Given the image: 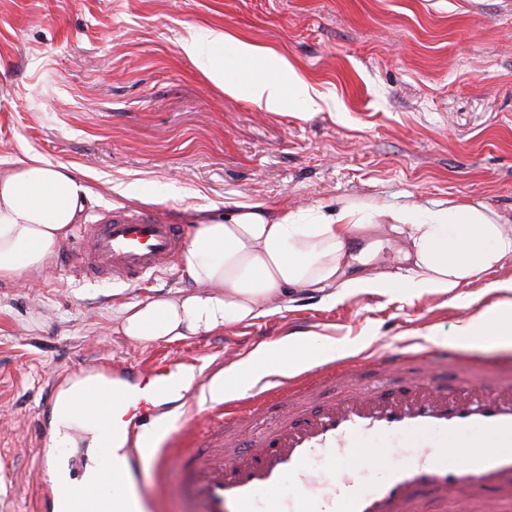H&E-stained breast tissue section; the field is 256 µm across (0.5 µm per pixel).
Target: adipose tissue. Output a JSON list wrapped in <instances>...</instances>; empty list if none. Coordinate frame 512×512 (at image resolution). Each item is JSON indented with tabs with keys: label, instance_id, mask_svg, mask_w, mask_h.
<instances>
[{
	"label": "adipose tissue",
	"instance_id": "ef3b65f1",
	"mask_svg": "<svg viewBox=\"0 0 512 512\" xmlns=\"http://www.w3.org/2000/svg\"><path fill=\"white\" fill-rule=\"evenodd\" d=\"M224 32L183 43V51L219 87L243 91L260 110L279 113L303 106L316 109L308 82L288 73L287 63L272 51L236 41V60L248 64L245 82L219 52ZM90 188L65 167L36 159L19 161L0 176V279L19 280L43 270L71 225L81 223ZM383 230L402 243L405 275L367 271L348 276L353 238ZM512 256V229L484 207L436 201L430 206L344 203L320 207L273 209L262 203L240 204L223 220L198 221L182 267L191 290L125 305L116 331L144 344L178 340L246 324L285 307L295 293L317 289L328 300L360 290L374 293L396 288L409 295L446 294L496 268ZM457 336H491L512 343V301L496 300ZM102 395L101 405L116 413L108 437L95 424L97 410L84 406L88 389ZM123 399L111 381L88 374L67 382L55 400L54 429L83 433L92 448L118 451L127 438L121 420Z\"/></svg>",
	"mask_w": 512,
	"mask_h": 512
}]
</instances>
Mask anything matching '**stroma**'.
<instances>
[{
    "mask_svg": "<svg viewBox=\"0 0 512 512\" xmlns=\"http://www.w3.org/2000/svg\"><path fill=\"white\" fill-rule=\"evenodd\" d=\"M274 51L321 96L320 110L259 111L216 87L183 50L208 30ZM35 158L95 193L88 222L139 208L170 224L238 203L281 209L347 200L481 205L512 225V0H0V175ZM135 196H128V188ZM23 282L0 280V512H39L50 458L72 476L95 463L86 441L53 434L52 384L91 372L145 387L126 367L162 355L202 361V385L258 348L287 344L288 369L425 342L455 347L449 381L471 364L512 383V346L455 337L512 281V257L441 296L386 290L329 301L309 290L250 324L138 345L115 331L122 305L189 290L181 268L137 284L79 282L65 253ZM153 441L207 446L208 407L162 404ZM158 512H200L187 469L141 460Z\"/></svg>",
    "mask_w": 512,
    "mask_h": 512,
    "instance_id": "stroma-1",
    "label": "stroma"
}]
</instances>
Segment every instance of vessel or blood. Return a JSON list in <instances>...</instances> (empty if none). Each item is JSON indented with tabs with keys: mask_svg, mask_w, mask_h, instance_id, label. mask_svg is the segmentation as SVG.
I'll return each instance as SVG.
<instances>
[{
	"mask_svg": "<svg viewBox=\"0 0 512 512\" xmlns=\"http://www.w3.org/2000/svg\"><path fill=\"white\" fill-rule=\"evenodd\" d=\"M68 263L78 279L145 280L174 263L186 232L157 215L106 212L81 225ZM151 387L132 397L139 420L121 458L104 449L96 482L68 491L66 512H154L140 486L141 425L157 421L160 394L194 395L197 384L170 360L143 368ZM478 379L449 387L428 365L426 351L383 352L371 371L343 360L296 375L273 376L244 399L211 408L206 453L192 457L193 491L205 512H417L422 497H469L471 492L512 490V390H484ZM273 407L277 421L253 434L249 420ZM413 438L420 450L365 484L371 440Z\"/></svg>",
	"mask_w": 512,
	"mask_h": 512,
	"instance_id": "1",
	"label": "vessel or blood"
}]
</instances>
